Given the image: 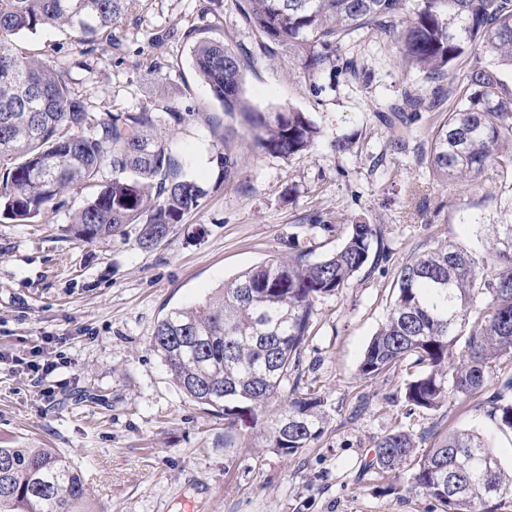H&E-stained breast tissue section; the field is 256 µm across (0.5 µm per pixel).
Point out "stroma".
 Listing matches in <instances>:
<instances>
[{"instance_id": "1", "label": "stroma", "mask_w": 512, "mask_h": 512, "mask_svg": "<svg viewBox=\"0 0 512 512\" xmlns=\"http://www.w3.org/2000/svg\"><path fill=\"white\" fill-rule=\"evenodd\" d=\"M208 9L209 38L248 57L242 92L258 111L291 108L320 136L309 151L282 158L255 149L240 116L224 115L193 66L191 45L158 43V33L198 24ZM119 32L124 62L111 53L74 69L96 110L135 108L164 93L198 108L195 120L168 130L173 150L206 191L200 207L155 248L138 244L139 227L91 243L67 240L66 227L89 192L75 186L63 204L20 224L0 215V447L49 448L81 471L87 512H440L410 491L409 468L371 467L387 433L413 435L425 453L436 431L490 433L512 471V433L496 430L487 398L512 376L497 359L482 391L449 398L436 412L410 411L404 383L417 371L404 360L366 378L364 350L384 323L400 266L444 243L484 251L490 224H512V168L489 164L470 186L437 180L424 161L433 115L392 112L403 92L431 97L434 82L403 68L387 38L355 34L328 72L312 74L288 50L256 53V37L234 0H141ZM81 33L48 27L30 39L54 59L80 58ZM158 56L165 80L136 68ZM224 118L237 174L217 179L209 116ZM405 135L403 151L392 147ZM350 143L336 152V141ZM380 225L383 250L336 294L321 298L292 377L324 396V434L294 455L262 445L259 433L229 429L223 416L175 387L151 339L171 309L201 302L246 269L306 253L316 260L345 240L350 224ZM54 361L44 384L27 361Z\"/></svg>"}]
</instances>
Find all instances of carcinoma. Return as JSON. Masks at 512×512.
I'll return each mask as SVG.
<instances>
[{"label":"carcinoma","mask_w":512,"mask_h":512,"mask_svg":"<svg viewBox=\"0 0 512 512\" xmlns=\"http://www.w3.org/2000/svg\"><path fill=\"white\" fill-rule=\"evenodd\" d=\"M139 0H0V212L18 221L38 217L72 185L92 194L72 216L68 233L90 243L139 225V244L150 249L196 210L206 191L192 179L169 141L158 136L198 110L175 98L135 109L97 112L76 89L74 63L48 60L20 43L45 26L79 28L81 55L94 58L108 45L120 49L114 25ZM258 36L260 52L292 51L311 73H324L354 33L397 37L401 62L429 79L448 77V113L428 135V164L443 181L469 183L491 162L512 165V84L472 52L512 66V0H235ZM201 26L172 30L196 39L195 71L226 114L239 113L252 145L289 158L312 147L319 128L289 108L259 112L244 99L240 72L246 59L222 42L199 37ZM467 60L461 80L452 73ZM143 77L163 80L150 54L138 63ZM435 105L406 94L395 111ZM221 175L236 173L237 158L216 153ZM110 171L112 177L105 176ZM488 256L441 246L400 266L386 322L367 345L363 376L390 371L408 358L421 371L405 383L406 402L437 411L450 396L469 397L489 378L491 364L512 357V224L488 228ZM377 224L350 225L344 244L318 261L303 253L269 259L224 284L218 299L169 311L152 347L178 389L224 415L229 427L256 426L272 401L283 405L262 436L263 447L293 455L324 432V398L288 389L315 303L344 288L381 244ZM464 341L461 355L457 343ZM512 378L489 400L500 430L512 431ZM405 431L377 442L372 465L396 470L414 456ZM411 487L434 499L442 512H494L512 495V476L475 430L437 434L413 465ZM81 474L48 448H0V512H81Z\"/></svg>","instance_id":"obj_1"}]
</instances>
